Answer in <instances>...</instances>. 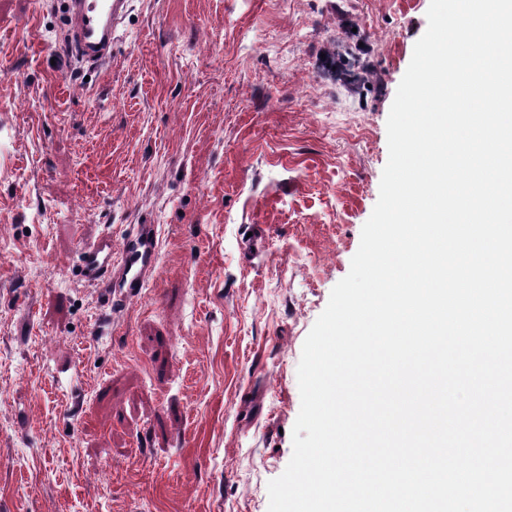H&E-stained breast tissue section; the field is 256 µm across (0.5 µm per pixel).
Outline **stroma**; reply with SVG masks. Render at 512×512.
<instances>
[{"label":"stroma","mask_w":512,"mask_h":512,"mask_svg":"<svg viewBox=\"0 0 512 512\" xmlns=\"http://www.w3.org/2000/svg\"><path fill=\"white\" fill-rule=\"evenodd\" d=\"M429 3L131 0L98 65L67 0H0V512H268ZM132 224L115 314L79 252ZM158 252L157 225H134L122 237V247L118 252L112 233H103L81 248L80 274L105 288L112 311L120 312L145 293Z\"/></svg>","instance_id":"stroma-1"}]
</instances>
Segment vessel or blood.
Returning a JSON list of instances; mask_svg holds the SVG:
<instances>
[{
    "mask_svg": "<svg viewBox=\"0 0 512 512\" xmlns=\"http://www.w3.org/2000/svg\"><path fill=\"white\" fill-rule=\"evenodd\" d=\"M129 0H70V41L91 62L110 59L112 34L125 16ZM159 252L156 225L137 224L121 245L104 233L80 250L81 275L105 288L113 310H123L145 293Z\"/></svg>",
    "mask_w": 512,
    "mask_h": 512,
    "instance_id": "b4317fda",
    "label": "vessel or blood"
}]
</instances>
